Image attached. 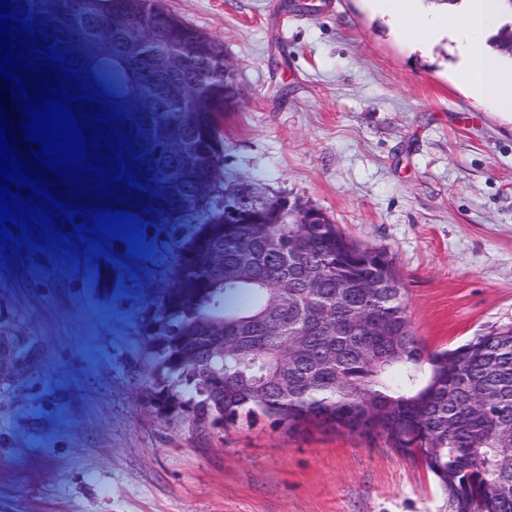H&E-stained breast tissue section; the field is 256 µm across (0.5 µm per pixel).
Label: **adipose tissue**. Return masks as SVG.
Segmentation results:
<instances>
[{
    "label": "adipose tissue",
    "instance_id": "adipose-tissue-1",
    "mask_svg": "<svg viewBox=\"0 0 512 512\" xmlns=\"http://www.w3.org/2000/svg\"><path fill=\"white\" fill-rule=\"evenodd\" d=\"M394 37L405 45L448 39L457 47L455 72L476 99L512 119V68L486 45L501 25V0H464L450 5L437 0L422 9L420 0H368Z\"/></svg>",
    "mask_w": 512,
    "mask_h": 512
}]
</instances>
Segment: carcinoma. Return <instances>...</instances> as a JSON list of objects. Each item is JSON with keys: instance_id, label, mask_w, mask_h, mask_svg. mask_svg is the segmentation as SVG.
<instances>
[{"instance_id": "obj_1", "label": "carcinoma", "mask_w": 512, "mask_h": 512, "mask_svg": "<svg viewBox=\"0 0 512 512\" xmlns=\"http://www.w3.org/2000/svg\"><path fill=\"white\" fill-rule=\"evenodd\" d=\"M11 0L48 36L88 87L119 108L143 198L114 202L149 224H207L220 234L195 256L177 255L170 282L144 316L150 389L173 392L198 410L190 422L224 413V428L261 421L290 435L312 429L382 435L419 459L442 495L441 512H512V323L492 326L451 349L416 338L393 257L358 243L335 224H226L224 58L212 42L164 9V0ZM126 16L122 28L114 14ZM492 48L512 58V24ZM109 90L106 97L103 90ZM180 130L196 154L156 137ZM208 155L215 182L197 191ZM218 243L224 264L209 266ZM224 335V354L188 363L180 346ZM224 380V400L200 386Z\"/></svg>"}]
</instances>
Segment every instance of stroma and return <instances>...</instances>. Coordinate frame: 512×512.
<instances>
[{"mask_svg": "<svg viewBox=\"0 0 512 512\" xmlns=\"http://www.w3.org/2000/svg\"><path fill=\"white\" fill-rule=\"evenodd\" d=\"M165 0L234 65L224 174L308 202L395 258L429 348L512 323V120L477 105L440 42L402 46L366 0ZM76 261L0 262V512H439L433 475L379 436L269 423L199 442L147 403L142 318L185 226Z\"/></svg>", "mask_w": 512, "mask_h": 512, "instance_id": "stroma-1", "label": "stroma"}]
</instances>
